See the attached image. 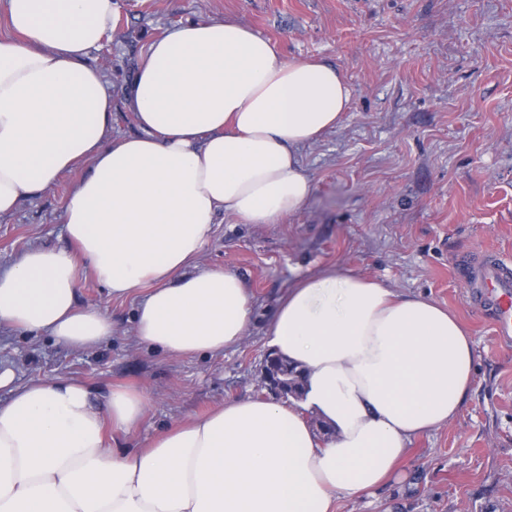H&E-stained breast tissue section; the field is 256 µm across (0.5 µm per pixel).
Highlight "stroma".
I'll return each mask as SVG.
<instances>
[{"instance_id":"stroma-1","label":"stroma","mask_w":512,"mask_h":512,"mask_svg":"<svg viewBox=\"0 0 512 512\" xmlns=\"http://www.w3.org/2000/svg\"><path fill=\"white\" fill-rule=\"evenodd\" d=\"M116 24L89 56L114 94L111 136L136 132L119 94L151 39L182 21H235L290 59L336 66L351 90L341 124L301 151L317 189L277 224L216 225L201 263L233 271L252 300L249 333L220 355L172 357L133 339V299L81 271L78 300L116 333L76 351L0 332L15 386L53 376L100 389L134 386L150 402L131 448L228 400L258 398L266 327L300 276L367 275L455 311L476 346L460 413L413 440L397 474L337 512H512V339L473 304L461 264L484 250L512 258V0H116ZM83 168L0 217V266L33 245L62 246L64 200Z\"/></svg>"}]
</instances>
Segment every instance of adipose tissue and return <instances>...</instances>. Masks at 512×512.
Returning <instances> with one entry per match:
<instances>
[{
	"instance_id": "adipose-tissue-1",
	"label": "adipose tissue",
	"mask_w": 512,
	"mask_h": 512,
	"mask_svg": "<svg viewBox=\"0 0 512 512\" xmlns=\"http://www.w3.org/2000/svg\"><path fill=\"white\" fill-rule=\"evenodd\" d=\"M0 8V216L88 166L64 203L67 247L34 246L0 269V328L80 351L114 335L78 305L85 267L113 298L139 294L140 345L193 357L240 344L248 290L201 255L220 216L276 224L314 194L300 151L339 125L342 73L287 59L237 22H181L121 88L137 133L112 139L113 96L86 58L112 30L115 0ZM267 336L302 371L299 400L233 399L123 452L106 433L138 429L142 390L62 376L17 388L0 369L12 389L0 402V512H333L339 497L374 494L474 381L475 341L453 312L349 272L299 279Z\"/></svg>"
}]
</instances>
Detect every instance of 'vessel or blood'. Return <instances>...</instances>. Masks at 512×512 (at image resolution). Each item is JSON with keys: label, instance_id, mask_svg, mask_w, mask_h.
Wrapping results in <instances>:
<instances>
[{"label": "vessel or blood", "instance_id": "b4317fda", "mask_svg": "<svg viewBox=\"0 0 512 512\" xmlns=\"http://www.w3.org/2000/svg\"><path fill=\"white\" fill-rule=\"evenodd\" d=\"M465 287L475 289L481 304L494 316L498 335H512V262L503 258L463 265Z\"/></svg>", "mask_w": 512, "mask_h": 512}]
</instances>
